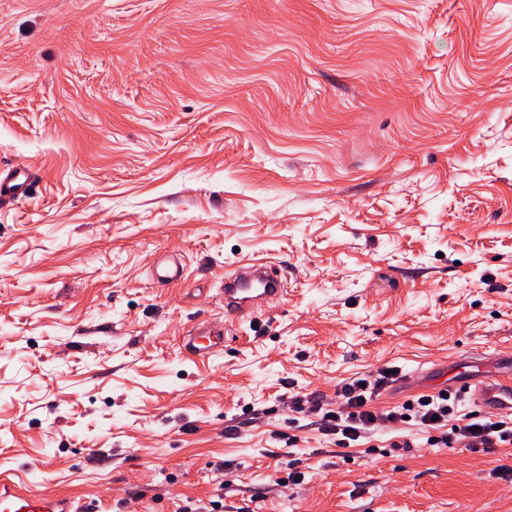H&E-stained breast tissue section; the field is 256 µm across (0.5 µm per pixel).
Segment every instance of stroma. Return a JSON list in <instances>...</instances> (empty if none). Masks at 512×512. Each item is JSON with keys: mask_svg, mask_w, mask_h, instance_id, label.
<instances>
[{"mask_svg": "<svg viewBox=\"0 0 512 512\" xmlns=\"http://www.w3.org/2000/svg\"><path fill=\"white\" fill-rule=\"evenodd\" d=\"M0 166L35 176L0 206V471L97 512H512V447L290 408L512 349V0H0ZM249 259L288 296L232 322ZM201 320L223 356L183 354ZM153 279L158 283L178 284L184 280L185 267L177 261L171 260L167 263L157 265L152 273Z\"/></svg>", "mask_w": 512, "mask_h": 512, "instance_id": "1", "label": "stroma"}]
</instances>
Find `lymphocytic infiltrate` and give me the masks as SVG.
Returning a JSON list of instances; mask_svg holds the SVG:
<instances>
[{
  "instance_id": "f902f5d3",
  "label": "lymphocytic infiltrate",
  "mask_w": 512,
  "mask_h": 512,
  "mask_svg": "<svg viewBox=\"0 0 512 512\" xmlns=\"http://www.w3.org/2000/svg\"><path fill=\"white\" fill-rule=\"evenodd\" d=\"M385 375L369 380L355 379L336 393L335 408H325L322 399L307 397L310 413L319 415L323 431L335 435L336 444L350 448L371 439L381 430L396 431L405 419L424 428L431 448H510L512 417L460 410L449 395H422L400 405L375 410L372 402L380 393Z\"/></svg>"
}]
</instances>
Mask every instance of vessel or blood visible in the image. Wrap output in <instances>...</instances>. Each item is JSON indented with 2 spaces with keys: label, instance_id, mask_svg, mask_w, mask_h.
<instances>
[{
  "label": "vessel or blood",
  "instance_id": "b4317fda",
  "mask_svg": "<svg viewBox=\"0 0 512 512\" xmlns=\"http://www.w3.org/2000/svg\"><path fill=\"white\" fill-rule=\"evenodd\" d=\"M33 183L24 169H0V203L9 204L25 197ZM155 281L177 284L185 277L184 265L176 260L158 265ZM286 290L277 270L267 263L246 261L224 277V310L239 317L262 312L265 305L284 297ZM192 358L208 360L224 352V332L211 323H197L182 342ZM501 364L480 377L461 373L447 383L449 391L467 397L476 408L512 415V351L500 356ZM0 512H86L75 498L42 489L36 483L15 484L9 473L0 474Z\"/></svg>",
  "mask_w": 512,
  "mask_h": 512
}]
</instances>
